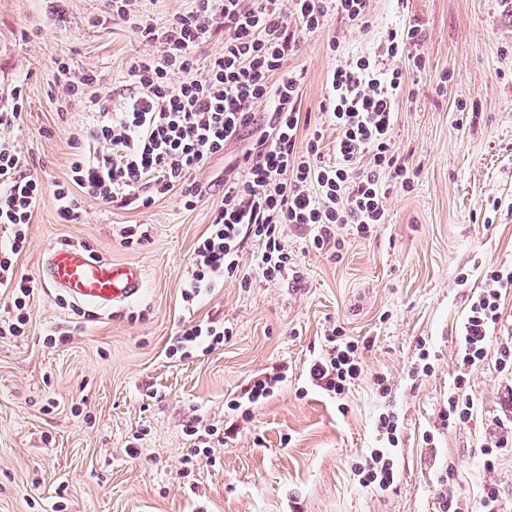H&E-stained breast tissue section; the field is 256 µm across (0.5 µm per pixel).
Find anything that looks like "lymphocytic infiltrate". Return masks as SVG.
<instances>
[{
	"label": "lymphocytic infiltrate",
	"instance_id": "f902f5d3",
	"mask_svg": "<svg viewBox=\"0 0 512 512\" xmlns=\"http://www.w3.org/2000/svg\"><path fill=\"white\" fill-rule=\"evenodd\" d=\"M189 10L165 24L136 23L137 38L156 46L154 54L134 60L127 75L134 90L120 108L100 95L103 76L94 70L74 72L57 64L63 89L72 101L87 103L91 121L72 141L74 155L67 181L55 183L53 197L64 224L80 223L88 199L117 202L134 209L150 207L156 196L179 191L185 208L196 205L202 189L194 175L247 128L256 139L241 162L224 179V195L194 249L183 299L194 302L240 270L243 244L259 245L256 266L266 281L288 273L293 257L284 225L308 233L323 249L336 230L349 227L365 237L385 223L386 182L408 187L409 167L396 155L393 130L405 72L396 61L407 58L413 72L425 61L415 28L389 33L386 54L391 68L377 57L346 59L330 74L320 103L326 125L336 131L334 159H326L321 128L301 130L297 106L303 71L284 61L303 40L329 22L368 28L372 0H291L294 24L284 21L278 0H190ZM224 20V52L198 70L201 48L212 36L214 18ZM11 110L0 112V289L10 297L0 338L20 336L30 320L33 282L17 277L15 263L27 243L28 225L44 185L27 173L14 141L7 139L22 118V93ZM512 290V268L489 267L485 286L472 300L458 331L463 371L448 396L442 417L462 423L471 416L466 371L483 362L496 329L501 328L503 294ZM229 331L211 324L180 329L169 353L183 359L209 352ZM331 349L309 368L313 385L344 395L363 373L359 346L327 337Z\"/></svg>",
	"mask_w": 512,
	"mask_h": 512
}]
</instances>
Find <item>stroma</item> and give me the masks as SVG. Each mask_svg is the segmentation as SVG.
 Masks as SVG:
<instances>
[{
	"mask_svg": "<svg viewBox=\"0 0 512 512\" xmlns=\"http://www.w3.org/2000/svg\"><path fill=\"white\" fill-rule=\"evenodd\" d=\"M187 5L137 0L128 20L106 0H0V110L22 87V121L10 136L46 188L17 261L36 283L31 320L24 335L0 339V512H438L444 474L465 512H477L492 483L512 504V450L491 462L482 454L511 409L512 377L499 371L496 350L468 374L471 417H441L470 300L488 265L512 266V13L500 0H373L371 27L345 29L338 54L326 33L308 37L285 66L304 71L300 112L315 126L334 68L384 55L390 30L418 27L425 68L402 91L393 133L412 184L390 185L387 222L368 237L339 229L318 253L286 227L296 263L281 280L262 278L258 245L246 240L250 287L224 280L190 308L182 292L194 247L251 133L197 174L202 195L190 210L175 191L147 209L89 200L81 223L63 224L51 192L67 181L71 140L89 120L83 104L56 100L58 61L104 74L102 91L120 106L130 63L152 51L135 22L161 24ZM128 224L145 225L148 241L125 244L119 230ZM67 242L141 266L139 300L107 313L64 300L41 262ZM186 320L233 334L182 360L169 346ZM54 328L65 336L51 344ZM335 328L358 343L364 367L342 396L308 379ZM424 352L431 368L414 374ZM276 370L285 379L272 396L229 410ZM388 407L399 416L398 479L381 492L362 485L356 468L386 447L376 423ZM190 425L225 433L192 466Z\"/></svg>",
	"mask_w": 512,
	"mask_h": 512,
	"instance_id": "obj_1",
	"label": "stroma"
}]
</instances>
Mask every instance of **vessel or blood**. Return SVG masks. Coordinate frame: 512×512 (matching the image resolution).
Masks as SVG:
<instances>
[{"label": "vessel or blood", "mask_w": 512, "mask_h": 512, "mask_svg": "<svg viewBox=\"0 0 512 512\" xmlns=\"http://www.w3.org/2000/svg\"><path fill=\"white\" fill-rule=\"evenodd\" d=\"M42 277L74 301L112 309L142 292L144 275L134 264L115 265L88 250L62 245L51 248L41 263Z\"/></svg>", "instance_id": "vessel-or-blood-1"}]
</instances>
